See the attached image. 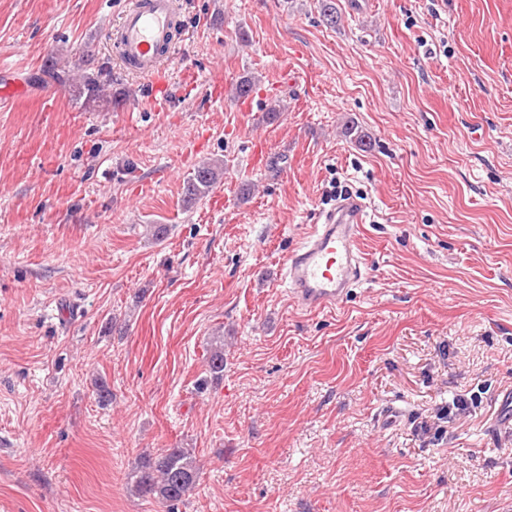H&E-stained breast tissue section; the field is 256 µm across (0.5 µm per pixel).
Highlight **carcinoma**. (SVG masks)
<instances>
[{
	"instance_id": "carcinoma-1",
	"label": "carcinoma",
	"mask_w": 512,
	"mask_h": 512,
	"mask_svg": "<svg viewBox=\"0 0 512 512\" xmlns=\"http://www.w3.org/2000/svg\"><path fill=\"white\" fill-rule=\"evenodd\" d=\"M224 176V161L216 159L197 167L187 183L189 200L200 198ZM209 372L218 379L224 373V337L215 336L207 348ZM200 474L190 448H167L157 455H146L131 477L130 492L154 499L166 512L184 502L196 487Z\"/></svg>"
}]
</instances>
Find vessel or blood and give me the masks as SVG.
Wrapping results in <instances>:
<instances>
[{
	"label": "vessel or blood",
	"mask_w": 512,
	"mask_h": 512,
	"mask_svg": "<svg viewBox=\"0 0 512 512\" xmlns=\"http://www.w3.org/2000/svg\"><path fill=\"white\" fill-rule=\"evenodd\" d=\"M179 23L176 0H134L117 30L122 62L145 77L154 76L173 48ZM365 222L362 203L347 199L318 214L282 264V278L297 309H333L347 299L362 276L357 238Z\"/></svg>",
	"instance_id": "b4317fda"
}]
</instances>
